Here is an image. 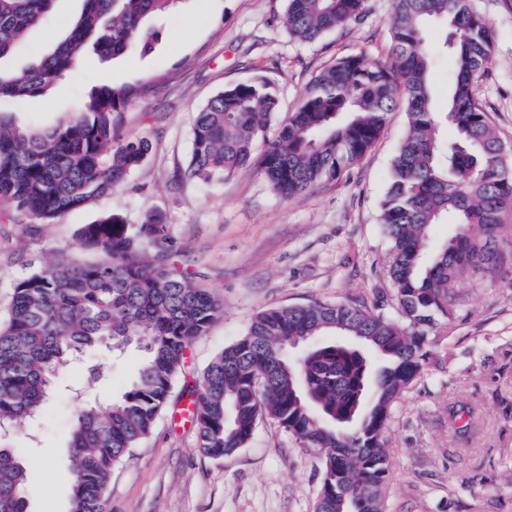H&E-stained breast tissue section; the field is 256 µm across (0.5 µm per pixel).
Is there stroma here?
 <instances>
[{
    "label": "stroma",
    "instance_id": "obj_1",
    "mask_svg": "<svg viewBox=\"0 0 512 512\" xmlns=\"http://www.w3.org/2000/svg\"><path fill=\"white\" fill-rule=\"evenodd\" d=\"M81 6V0H54L49 18L26 35L6 66L38 59ZM474 7L495 37L476 79L478 100L512 147V0H474ZM393 14V0H371L360 22L305 44L288 33L284 0H178L152 21L159 35L149 53L106 62L87 54L46 94L0 103L19 124L49 127L79 117L95 86L141 85L144 94L118 114L117 126L152 144L146 163L121 189L52 223H34L0 203V321L16 280L55 256L81 259L77 228L105 212L131 224L148 213L162 215L175 261L223 299V316L187 352L191 373H200L266 308L363 302L401 320L386 274L389 242L380 212L406 113H394L342 176L289 199L254 170L211 184L180 178L200 105L226 87L265 80L278 92V119H285L315 74L336 58H387ZM453 297L454 316L431 333L423 368L395 404L384 434L388 512H512V273L473 276ZM142 357L131 347L74 360L41 415L0 438L21 451L29 512H69L68 433L78 409L71 385L88 399L110 402L129 388ZM99 361L108 365L105 377L89 380L88 367ZM321 483L315 454L274 420L261 418L243 448L212 460L199 453L190 423L169 410L116 467L107 512H313Z\"/></svg>",
    "mask_w": 512,
    "mask_h": 512
}]
</instances>
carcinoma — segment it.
Masks as SVG:
<instances>
[{"mask_svg":"<svg viewBox=\"0 0 512 512\" xmlns=\"http://www.w3.org/2000/svg\"><path fill=\"white\" fill-rule=\"evenodd\" d=\"M54 0H0V60L40 24ZM294 38L314 41L363 17L369 0H285ZM177 0H82L64 38L21 69L0 65V102L48 92L93 50L103 60L152 49L146 22ZM387 60L342 57L311 80L271 138L279 111L266 81L241 82L201 105L185 181L222 182L255 169L282 198L338 178L379 138L391 113L408 128L395 156L380 220L390 243L387 274L404 321L358 302H313L259 312L246 333L199 376L184 382L198 451L222 459L244 447L268 417L321 455L314 512L384 509L389 457L383 435L398 397L421 372L429 330L455 311L450 292L507 265L489 244L512 234V153L479 103L475 79L488 64L493 31L472 0H394ZM446 26L439 46L429 21ZM448 56L454 79L446 110H436L430 71ZM134 87H96L83 115L48 130L22 126L0 109V201L40 224L123 186L147 160L140 135L121 137L116 113L136 102ZM455 131L441 134L443 124ZM453 231L426 252L431 227ZM92 261L59 259L19 278L0 325V433L40 415L64 367L104 345H134L144 358L131 387L106 405L77 410L68 448L74 462L69 512H107L112 472L147 438L171 403L195 339L224 314V302L178 267L167 224L103 214L76 230ZM150 250L152 258L142 259ZM306 336L296 361L281 350ZM235 406L233 425L224 406ZM26 470L0 445V512H27Z\"/></svg>","mask_w":512,"mask_h":512,"instance_id":"carcinoma-1","label":"carcinoma"}]
</instances>
